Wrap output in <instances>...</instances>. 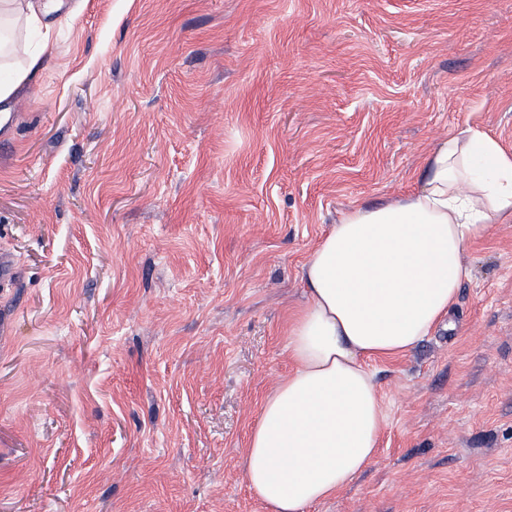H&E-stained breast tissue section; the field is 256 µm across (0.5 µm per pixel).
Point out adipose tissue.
I'll return each mask as SVG.
<instances>
[{"instance_id": "adipose-tissue-1", "label": "adipose tissue", "mask_w": 512, "mask_h": 512, "mask_svg": "<svg viewBox=\"0 0 512 512\" xmlns=\"http://www.w3.org/2000/svg\"><path fill=\"white\" fill-rule=\"evenodd\" d=\"M60 0H0V50ZM512 224V153L468 127L442 139L417 187L343 212L302 267L307 301L288 330L292 368L265 400L242 466L270 512H307L373 462L386 415L367 362L412 350L446 319L463 257Z\"/></svg>"}]
</instances>
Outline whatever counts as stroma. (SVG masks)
<instances>
[{"mask_svg":"<svg viewBox=\"0 0 512 512\" xmlns=\"http://www.w3.org/2000/svg\"><path fill=\"white\" fill-rule=\"evenodd\" d=\"M0 66V512H269L241 466L302 265L473 127L512 151V0H62ZM371 360L379 454L308 512H512V224Z\"/></svg>","mask_w":512,"mask_h":512,"instance_id":"stroma-1","label":"stroma"}]
</instances>
